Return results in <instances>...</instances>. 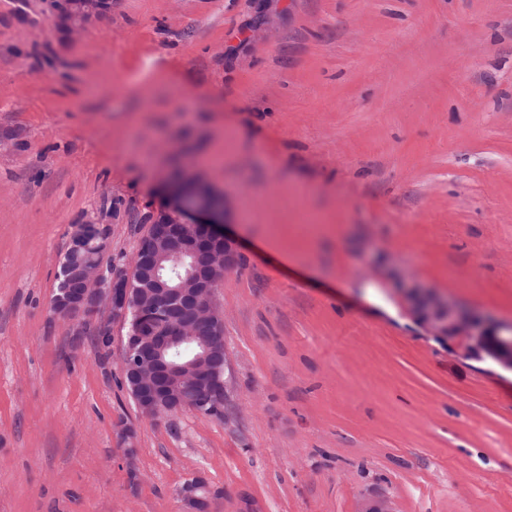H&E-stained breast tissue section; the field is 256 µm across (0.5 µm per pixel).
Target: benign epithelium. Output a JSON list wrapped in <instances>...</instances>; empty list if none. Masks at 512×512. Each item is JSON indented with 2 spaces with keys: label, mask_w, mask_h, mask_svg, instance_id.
I'll use <instances>...</instances> for the list:
<instances>
[{
  "label": "benign epithelium",
  "mask_w": 512,
  "mask_h": 512,
  "mask_svg": "<svg viewBox=\"0 0 512 512\" xmlns=\"http://www.w3.org/2000/svg\"><path fill=\"white\" fill-rule=\"evenodd\" d=\"M112 9V0H56L52 23L72 30ZM227 203L209 185L180 178L169 188V202L154 214L139 239L134 260L101 265L107 233L101 220L87 221L70 235L61 276L50 309L78 325L97 319L94 331L109 336L112 324L126 328L122 350L125 382L145 417L169 416L184 409H221L227 380L224 371V314L215 289L238 263L235 240L225 234ZM163 252L174 266L205 252L206 269L188 271L168 286L166 266L155 254ZM426 320L442 324L448 335H462L467 348L484 351L512 367V337L476 316L460 317L430 296L424 302ZM192 512H205L207 490L196 479L182 489Z\"/></svg>",
  "instance_id": "benign-epithelium-1"
}]
</instances>
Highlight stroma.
Returning <instances> with one entry per match:
<instances>
[{
    "label": "stroma",
    "mask_w": 512,
    "mask_h": 512,
    "mask_svg": "<svg viewBox=\"0 0 512 512\" xmlns=\"http://www.w3.org/2000/svg\"><path fill=\"white\" fill-rule=\"evenodd\" d=\"M184 169L233 203L230 386L150 419L122 325L50 302L74 225L131 262ZM426 291L512 324V0H112L67 35L0 0V512H188L197 478L208 512H512V370ZM182 494L185 497L189 508L193 512H204L207 508V490L205 484L196 479L188 483L183 489Z\"/></svg>",
    "instance_id": "1"
}]
</instances>
